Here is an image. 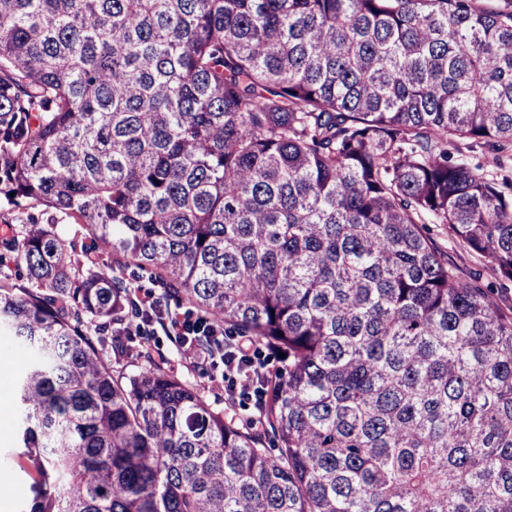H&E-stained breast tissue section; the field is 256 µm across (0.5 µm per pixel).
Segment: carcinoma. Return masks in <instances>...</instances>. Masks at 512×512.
<instances>
[{
	"label": "carcinoma",
	"mask_w": 512,
	"mask_h": 512,
	"mask_svg": "<svg viewBox=\"0 0 512 512\" xmlns=\"http://www.w3.org/2000/svg\"><path fill=\"white\" fill-rule=\"evenodd\" d=\"M509 144L512 0H0L23 512H512V316L427 232L512 282ZM115 266L275 360L262 429L114 375ZM41 210L40 206H33L29 202H22L20 208L10 206L0 207V228L5 227L4 224H21L27 222L30 215H38ZM430 236L436 241V243L441 246L443 249L447 250L450 254L457 257V261L459 264L470 267V268H480L482 264L475 257L470 254L461 251L454 240L447 236L444 230V226L441 224H429Z\"/></svg>",
	"instance_id": "carcinoma-1"
}]
</instances>
